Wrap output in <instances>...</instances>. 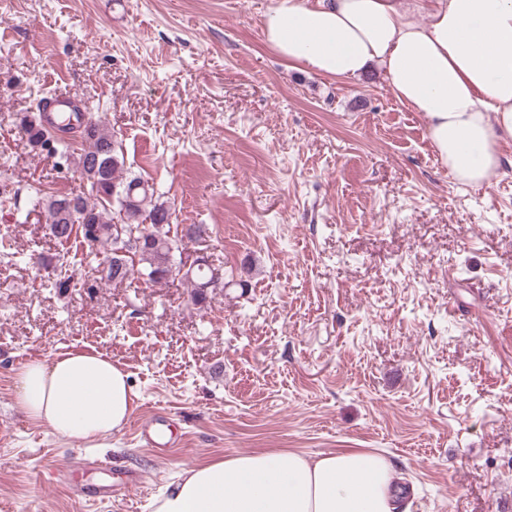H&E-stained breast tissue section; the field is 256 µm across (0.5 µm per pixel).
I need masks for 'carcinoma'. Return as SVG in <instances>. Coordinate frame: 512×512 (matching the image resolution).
Segmentation results:
<instances>
[{
  "instance_id": "cac0c4a2",
  "label": "carcinoma",
  "mask_w": 512,
  "mask_h": 512,
  "mask_svg": "<svg viewBox=\"0 0 512 512\" xmlns=\"http://www.w3.org/2000/svg\"><path fill=\"white\" fill-rule=\"evenodd\" d=\"M42 102L18 118L15 124L17 136L31 151L42 152L48 144L61 158L73 161L76 173L85 190L78 193L54 194L35 189L29 196L33 207L46 213L50 235L59 240L57 227L69 224L90 227L95 233L93 242L86 244L88 254L98 256L97 248H108L94 272L99 280L122 283L134 276L146 277L152 283L163 281L166 266L174 262L178 240L169 236L170 208L155 204L147 208L148 199L154 196L152 186L137 177L119 174L122 143L101 121H89L82 129V142H73L52 132L42 124ZM20 188L6 181L0 183V207L15 206ZM138 253V262H124L117 256L118 248ZM210 269L195 268L185 278L195 288L193 300L203 301L201 286L209 279Z\"/></svg>"
}]
</instances>
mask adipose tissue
Wrapping results in <instances>:
<instances>
[{
  "label": "adipose tissue",
  "mask_w": 512,
  "mask_h": 512,
  "mask_svg": "<svg viewBox=\"0 0 512 512\" xmlns=\"http://www.w3.org/2000/svg\"><path fill=\"white\" fill-rule=\"evenodd\" d=\"M266 45L289 68L353 80L379 68L427 123L459 183L488 185L512 142V0H276ZM16 406L63 439L119 430L135 393L105 354L69 350L16 373ZM395 470L355 449L247 453L184 469L152 512H396Z\"/></svg>",
  "instance_id": "ef3b65f1"
}]
</instances>
